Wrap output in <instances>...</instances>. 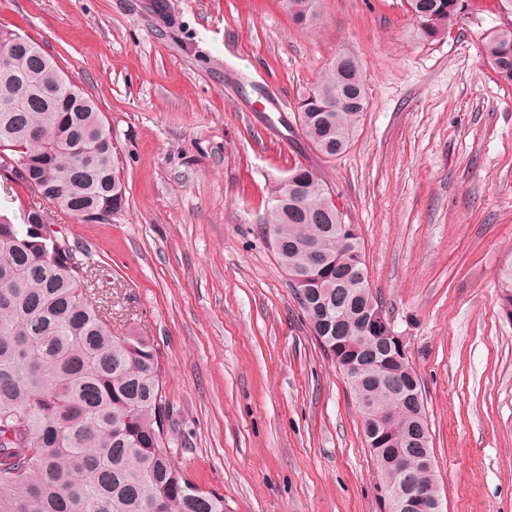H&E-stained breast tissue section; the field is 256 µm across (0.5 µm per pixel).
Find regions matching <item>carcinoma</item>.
Here are the masks:
<instances>
[{
	"label": "carcinoma",
	"mask_w": 512,
	"mask_h": 512,
	"mask_svg": "<svg viewBox=\"0 0 512 512\" xmlns=\"http://www.w3.org/2000/svg\"><path fill=\"white\" fill-rule=\"evenodd\" d=\"M421 32L433 38L455 25L467 0H405ZM507 20L485 38L482 57L512 86V0H499ZM317 0H282L292 20L309 26ZM0 95L22 99L0 112V171L5 159L29 165L19 182L53 207L86 223L125 209L124 159L95 100L67 81L31 38L0 29ZM368 88L358 59L340 53L300 94L298 131L324 158L345 153L361 127ZM276 181L260 222L279 243L290 283L309 275L298 306L326 357L344 372L364 420L389 418L391 430L366 435L384 490L401 471L416 488L441 498L435 471L419 466L428 427L424 402L394 395L393 378L409 381L373 338L360 340L369 288L362 237L342 234L345 215L313 166ZM86 261L54 230L51 213L31 207L22 223L0 213V512H224V496L203 491L177 465L173 406L157 345L119 338L92 298Z\"/></svg>",
	"instance_id": "carcinoma-1"
}]
</instances>
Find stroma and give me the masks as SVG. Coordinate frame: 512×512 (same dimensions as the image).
Listing matches in <instances>:
<instances>
[{
	"label": "stroma",
	"mask_w": 512,
	"mask_h": 512,
	"mask_svg": "<svg viewBox=\"0 0 512 512\" xmlns=\"http://www.w3.org/2000/svg\"><path fill=\"white\" fill-rule=\"evenodd\" d=\"M0 0L96 101L126 165L107 223L56 212L111 301L161 351L174 452L226 512H389L346 376L311 335L258 224L316 167L358 225L370 283L421 378L444 512H512V87L480 49L498 0L422 35L403 0ZM358 57L369 105L326 161L298 94ZM281 2L292 20L301 26H310L316 19V0H282Z\"/></svg>",
	"instance_id": "obj_1"
}]
</instances>
